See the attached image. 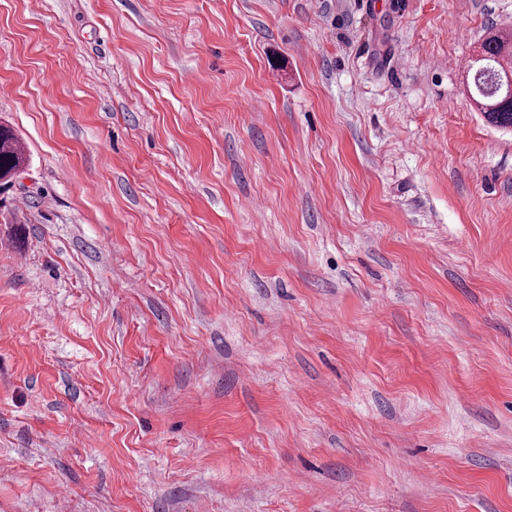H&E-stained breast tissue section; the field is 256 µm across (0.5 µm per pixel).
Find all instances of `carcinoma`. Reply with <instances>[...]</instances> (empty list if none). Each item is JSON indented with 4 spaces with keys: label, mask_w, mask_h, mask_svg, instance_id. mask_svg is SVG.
Segmentation results:
<instances>
[{
    "label": "carcinoma",
    "mask_w": 512,
    "mask_h": 512,
    "mask_svg": "<svg viewBox=\"0 0 512 512\" xmlns=\"http://www.w3.org/2000/svg\"><path fill=\"white\" fill-rule=\"evenodd\" d=\"M508 43L509 35L504 32L488 34L481 43L474 76L477 109L489 124L501 129H512V99H506V87H497L498 80L507 76L503 58ZM27 161L28 155L13 129L0 125V186H10Z\"/></svg>",
    "instance_id": "cac0c4a2"
}]
</instances>
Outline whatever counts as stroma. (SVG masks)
Listing matches in <instances>:
<instances>
[{
  "mask_svg": "<svg viewBox=\"0 0 512 512\" xmlns=\"http://www.w3.org/2000/svg\"><path fill=\"white\" fill-rule=\"evenodd\" d=\"M512 0H0V512H512ZM509 37L512 41V33H488L481 43L480 58L474 67L476 107L489 124L501 129H512V97L511 100H506L504 78L508 70L504 68L503 63ZM498 80H504L501 88L496 86ZM27 161L28 155L13 129L6 125H0V184L2 189L11 185L14 176L26 166Z\"/></svg>",
  "mask_w": 512,
  "mask_h": 512,
  "instance_id": "stroma-1",
  "label": "stroma"
}]
</instances>
